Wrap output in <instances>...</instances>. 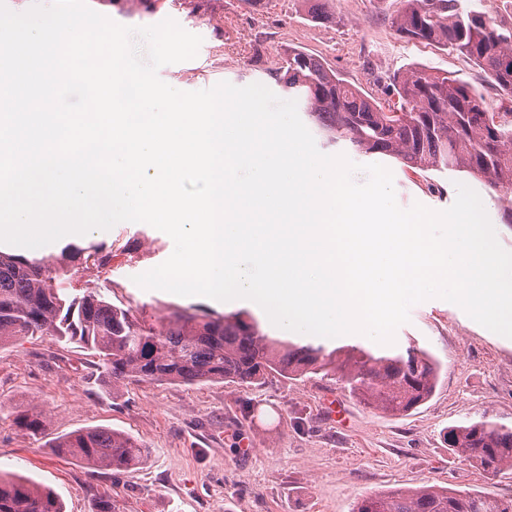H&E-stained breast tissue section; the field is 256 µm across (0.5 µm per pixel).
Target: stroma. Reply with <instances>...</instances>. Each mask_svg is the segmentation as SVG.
<instances>
[{
  "instance_id": "35a3bbf8",
  "label": "stroma",
  "mask_w": 512,
  "mask_h": 512,
  "mask_svg": "<svg viewBox=\"0 0 512 512\" xmlns=\"http://www.w3.org/2000/svg\"><path fill=\"white\" fill-rule=\"evenodd\" d=\"M399 0H328V16L312 19L308 0H153L150 7H113L114 22L146 27L175 20L202 39L194 59L158 70L181 91L226 81L260 83L280 98L276 76L286 52L302 49L375 99L391 97L394 74L423 65L469 82L489 111L502 97L466 57L400 39L391 18ZM320 152L345 155L361 167L390 169L396 200L442 211L457 184L481 198L497 240L512 252V226L502 221L497 192L468 174L403 167L382 154L327 144ZM112 251L108 275L91 262L70 265L79 292L113 305L142 310L154 319L175 307L202 314L244 310L201 296L145 290L133 278L163 263L174 243L142 223L121 222L80 236ZM430 351L441 363L432 397L404 416L352 397L339 372L298 379L274 377L244 387L232 382L183 385L133 383L113 390L89 352L47 338H23L0 348V470L50 488L65 512H89L93 498L108 496L120 512H354L363 497L423 485L471 490L512 499V470L490 475L451 453L448 427L482 418L512 427V338L496 334L448 301L414 305L395 343ZM39 407L47 415L42 438L14 424L17 411ZM108 427L138 439L140 463L120 472L97 470L58 457L52 440L79 429Z\"/></svg>"
}]
</instances>
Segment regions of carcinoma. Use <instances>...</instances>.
Instances as JSON below:
<instances>
[{
    "label": "carcinoma",
    "instance_id": "1",
    "mask_svg": "<svg viewBox=\"0 0 512 512\" xmlns=\"http://www.w3.org/2000/svg\"><path fill=\"white\" fill-rule=\"evenodd\" d=\"M391 19L409 41L426 42L468 57L500 95L512 101V26L489 23L485 0H402ZM285 87L306 102L308 119L331 141L393 157L420 170L460 171L493 187L512 224V105L489 112L467 82L411 67L395 80L397 101H377L328 68L321 59L292 48L285 59ZM494 126L497 137L490 135ZM70 259L111 258L102 245L69 244ZM50 336L75 343L98 359L112 388L138 383L233 382L261 384L277 374L290 378L330 368L342 373L350 395L392 415H405L431 396L440 363L410 346L367 349L346 345L331 351L264 334L246 311L212 317L176 309L156 323L102 295L78 293L67 268L52 259L0 252V347L21 338ZM16 427L31 437L44 433L46 415L19 411ZM448 449L491 474L512 469V428L480 419L448 429ZM55 454L95 469L119 471L137 464L142 445L107 427L58 436ZM0 512H65L50 489L0 472ZM354 512H512V499L424 485L366 496Z\"/></svg>",
    "mask_w": 512,
    "mask_h": 512
}]
</instances>
